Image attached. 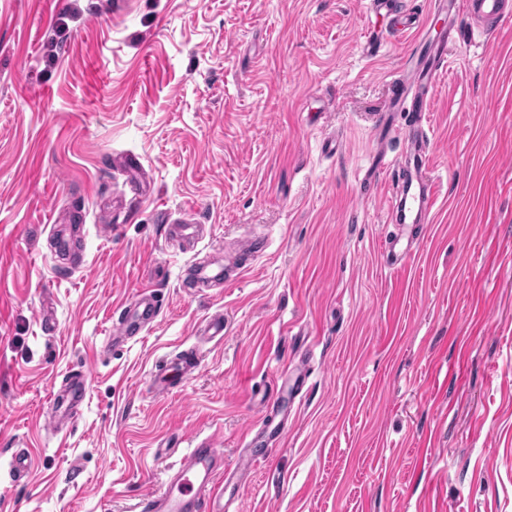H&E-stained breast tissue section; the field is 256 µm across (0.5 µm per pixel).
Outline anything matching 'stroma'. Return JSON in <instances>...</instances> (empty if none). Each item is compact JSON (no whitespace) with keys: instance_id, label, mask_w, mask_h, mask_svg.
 Masks as SVG:
<instances>
[{"instance_id":"obj_1","label":"stroma","mask_w":512,"mask_h":512,"mask_svg":"<svg viewBox=\"0 0 512 512\" xmlns=\"http://www.w3.org/2000/svg\"><path fill=\"white\" fill-rule=\"evenodd\" d=\"M390 6L0 0V512H138L196 438L242 486L229 512H512V20L460 15L428 92L436 211L395 224L402 183L373 159L406 150L382 125L405 121L386 105L416 45L391 14L428 0ZM246 237L261 252L219 279ZM200 265L212 286H190ZM147 284L159 316L106 350ZM217 312L223 338L197 334ZM190 347L197 369L156 395ZM262 418L285 436L241 474Z\"/></svg>"}]
</instances>
